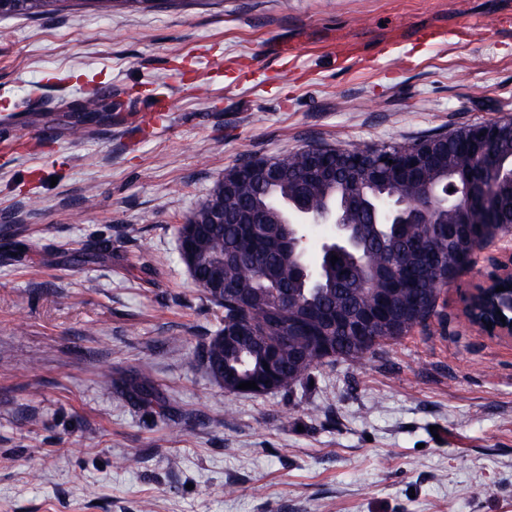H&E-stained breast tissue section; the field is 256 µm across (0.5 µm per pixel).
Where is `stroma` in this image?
<instances>
[{
	"mask_svg": "<svg viewBox=\"0 0 512 512\" xmlns=\"http://www.w3.org/2000/svg\"><path fill=\"white\" fill-rule=\"evenodd\" d=\"M335 40L361 61L326 52ZM107 87L128 111L73 139V102ZM155 92L171 98L157 123ZM508 113L512 0H78L0 16V137L52 133L0 154V512H512V341L462 314L511 237L427 325L257 397L225 394L198 358L221 312L178 252L185 217L246 159L411 146ZM103 364L119 381L149 366L178 429L101 392ZM121 455L138 466L114 468Z\"/></svg>",
	"mask_w": 512,
	"mask_h": 512,
	"instance_id": "35a3bbf8",
	"label": "stroma"
}]
</instances>
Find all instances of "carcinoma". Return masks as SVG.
<instances>
[{"label":"carcinoma","instance_id":"1","mask_svg":"<svg viewBox=\"0 0 512 512\" xmlns=\"http://www.w3.org/2000/svg\"><path fill=\"white\" fill-rule=\"evenodd\" d=\"M59 2L4 0L0 15L37 17ZM446 137L448 147L416 181L390 171L367 182L346 169L314 178L308 174L307 147L273 157L282 170L277 181L225 191L226 223H203V204L190 212L180 234L193 245L200 290L222 310L220 327L201 357L209 375L224 370V393L291 391L310 381L317 366L359 362L426 323L449 285L448 229L473 216L468 200L488 193V239L512 230V138L495 141L474 157L458 147L453 133ZM396 151L392 145L351 147L347 159L364 164ZM287 212H339L351 228V242L313 255L301 247L311 226L288 223ZM251 215L263 218L260 239L246 223ZM392 263L401 277L389 273ZM214 273L224 289L211 287ZM380 296L388 300L387 318L367 332V345L334 322L372 309ZM247 381L257 388H238ZM127 394L138 402L160 401L147 369L136 373Z\"/></svg>","mask_w":512,"mask_h":512}]
</instances>
